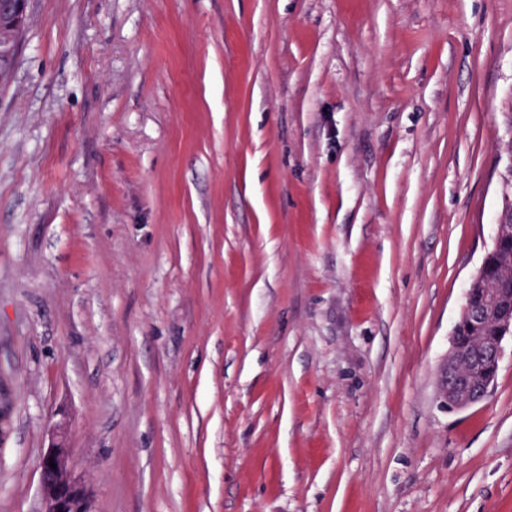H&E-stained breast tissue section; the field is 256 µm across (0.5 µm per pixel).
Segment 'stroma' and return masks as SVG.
I'll return each mask as SVG.
<instances>
[{"label":"stroma","instance_id":"obj_1","mask_svg":"<svg viewBox=\"0 0 512 512\" xmlns=\"http://www.w3.org/2000/svg\"><path fill=\"white\" fill-rule=\"evenodd\" d=\"M512 0H31L0 85V512H512V340L439 371L512 161ZM53 439L41 461L42 512H92L87 487L70 455L65 421L54 425ZM50 461L56 469L49 466Z\"/></svg>","mask_w":512,"mask_h":512}]
</instances>
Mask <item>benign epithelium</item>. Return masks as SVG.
<instances>
[{"label": "benign epithelium", "instance_id": "benign-epithelium-1", "mask_svg": "<svg viewBox=\"0 0 512 512\" xmlns=\"http://www.w3.org/2000/svg\"><path fill=\"white\" fill-rule=\"evenodd\" d=\"M29 0H18L0 17V29L8 27L12 35L0 40V71L15 59ZM460 322L476 330L489 323L496 329L493 336H475V349L461 344L457 332H452L448 359L443 365L437 397L441 407L464 410L484 402L491 394L495 381L486 379L478 385L473 377L485 376L487 369L496 367L502 354L505 337H512V288H494L479 298L466 296ZM67 424L54 425L53 439L41 461L42 512H91L87 487L77 472L70 455ZM55 463L51 468L49 463Z\"/></svg>", "mask_w": 512, "mask_h": 512}]
</instances>
